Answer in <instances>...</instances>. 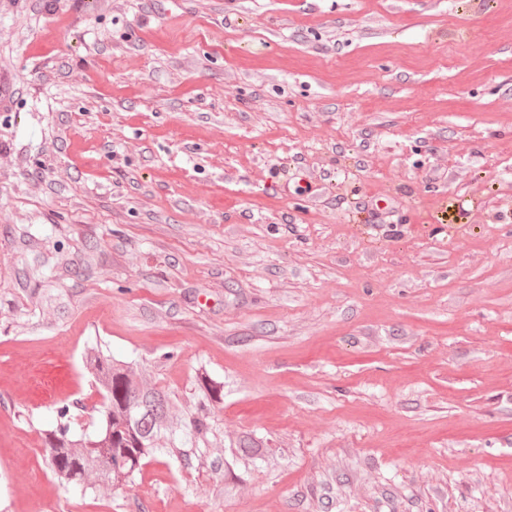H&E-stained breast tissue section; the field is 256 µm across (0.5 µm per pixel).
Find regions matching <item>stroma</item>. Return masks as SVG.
<instances>
[{
  "mask_svg": "<svg viewBox=\"0 0 512 512\" xmlns=\"http://www.w3.org/2000/svg\"><path fill=\"white\" fill-rule=\"evenodd\" d=\"M94 344L224 401L92 494ZM0 512H512V0H0Z\"/></svg>",
  "mask_w": 512,
  "mask_h": 512,
  "instance_id": "obj_1",
  "label": "stroma"
}]
</instances>
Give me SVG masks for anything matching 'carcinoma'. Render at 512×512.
<instances>
[{"mask_svg": "<svg viewBox=\"0 0 512 512\" xmlns=\"http://www.w3.org/2000/svg\"><path fill=\"white\" fill-rule=\"evenodd\" d=\"M84 366L103 398L101 425L91 434L75 437L64 422L69 408L61 407L62 422L48 430L43 442V463L61 482L95 491L130 480L148 461L175 448L193 447L212 430V408L224 400V382L202 371L195 410L186 421L171 417L170 397L147 385L142 372L130 362L88 348ZM241 456L255 459L263 443L251 434L242 436Z\"/></svg>", "mask_w": 512, "mask_h": 512, "instance_id": "carcinoma-1", "label": "carcinoma"}]
</instances>
